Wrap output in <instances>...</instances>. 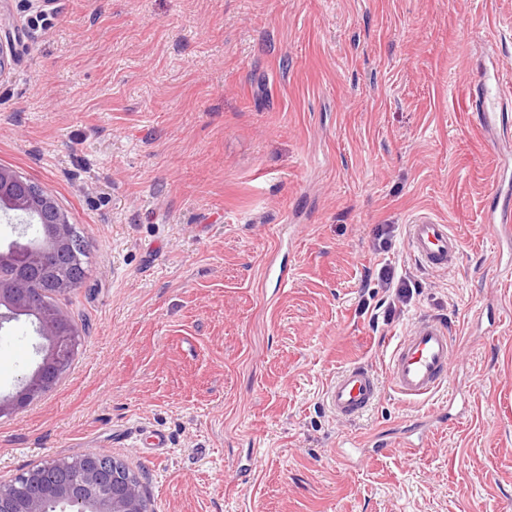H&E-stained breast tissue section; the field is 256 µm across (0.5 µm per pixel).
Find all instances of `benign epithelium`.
Returning <instances> with one entry per match:
<instances>
[{"mask_svg":"<svg viewBox=\"0 0 512 512\" xmlns=\"http://www.w3.org/2000/svg\"><path fill=\"white\" fill-rule=\"evenodd\" d=\"M26 186L24 179L0 167V212H14L26 224L46 225L42 238L30 244L11 242L0 249V330L26 317L41 338V361L21 379L12 396H0V417L41 400L62 378L61 358L67 343L79 342L78 323L65 310L55 320L43 318L42 305L29 292L27 276L51 271L74 253L69 225L55 200ZM0 512H149L138 477L123 472L120 462L105 463L86 453L72 459H48L6 482L0 481Z\"/></svg>","mask_w":512,"mask_h":512,"instance_id":"1","label":"benign epithelium"}]
</instances>
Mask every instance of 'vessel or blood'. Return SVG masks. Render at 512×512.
<instances>
[{"label": "vessel or blood", "instance_id": "obj_1", "mask_svg": "<svg viewBox=\"0 0 512 512\" xmlns=\"http://www.w3.org/2000/svg\"><path fill=\"white\" fill-rule=\"evenodd\" d=\"M470 108L476 109L481 130H512V113L504 109L490 111V104H501L503 91L493 98L476 99L473 87L461 91ZM487 229L498 245H512V191L497 187L488 206ZM410 253L423 268L444 270L461 251V242L450 225L429 213L415 216L406 230ZM453 340L447 326L432 317H424L395 345L388 363L394 391L404 399L422 400L439 389L448 377ZM379 395L376 374L364 365H351L337 373L326 386L323 399L328 410L346 421L358 418Z\"/></svg>", "mask_w": 512, "mask_h": 512}]
</instances>
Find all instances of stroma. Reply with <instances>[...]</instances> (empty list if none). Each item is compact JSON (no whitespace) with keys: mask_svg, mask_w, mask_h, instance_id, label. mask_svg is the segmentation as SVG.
<instances>
[{"mask_svg":"<svg viewBox=\"0 0 512 512\" xmlns=\"http://www.w3.org/2000/svg\"><path fill=\"white\" fill-rule=\"evenodd\" d=\"M0 21L17 36L0 166L89 250L57 299L80 345L0 417V479L95 451L152 512H512V276L485 224L499 159L454 96L480 69L512 88V0H0ZM422 212L461 239L448 270L408 250ZM384 266L415 292L379 321ZM427 315L455 351L409 402L387 366ZM37 342L24 321L0 331V395ZM358 363L380 398L345 422L323 391ZM470 385L469 411L408 454L404 428ZM376 436L387 454H336Z\"/></svg>","mask_w":512,"mask_h":512,"instance_id":"1","label":"stroma"}]
</instances>
